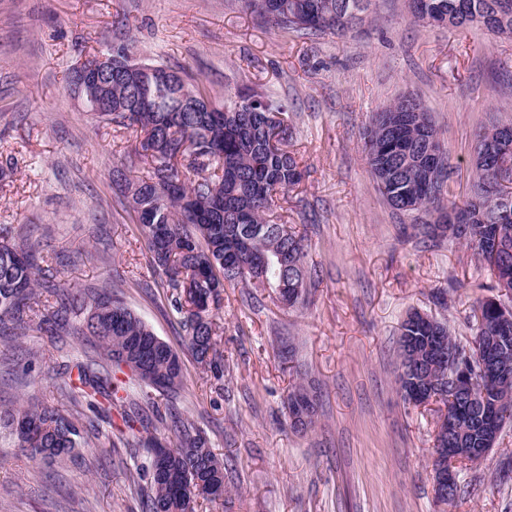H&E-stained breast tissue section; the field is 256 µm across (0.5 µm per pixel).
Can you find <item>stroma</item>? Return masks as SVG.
<instances>
[{
  "label": "stroma",
  "mask_w": 512,
  "mask_h": 512,
  "mask_svg": "<svg viewBox=\"0 0 512 512\" xmlns=\"http://www.w3.org/2000/svg\"><path fill=\"white\" fill-rule=\"evenodd\" d=\"M127 41L137 61L182 68L213 100L251 90L285 106L287 149L303 171L276 211L304 240L302 303L233 282L219 312L224 378L186 352L134 215L112 168L146 166L135 128L98 123L67 87L68 67ZM413 93L431 112L449 187L465 200L476 134L512 121V37L479 24L414 20L408 0H370L344 36L286 32L239 0H0V227L39 245L43 274L105 286L180 351L173 402L221 454L227 493L207 512H512V423L440 503L431 467L435 405L405 403L399 327L418 309L474 336L471 309L495 278L458 241L425 236L384 201L366 164L372 115ZM96 351L71 336L0 338V407L37 394L67 402L47 376ZM319 398L314 427H289L295 383ZM111 427L96 419L84 462L46 466L0 438V512H142L127 454L93 456Z\"/></svg>",
  "instance_id": "35a3bbf8"
}]
</instances>
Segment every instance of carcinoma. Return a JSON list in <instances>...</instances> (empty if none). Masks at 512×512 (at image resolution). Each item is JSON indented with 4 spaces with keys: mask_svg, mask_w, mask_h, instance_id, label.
I'll list each match as a JSON object with an SVG mask.
<instances>
[{
    "mask_svg": "<svg viewBox=\"0 0 512 512\" xmlns=\"http://www.w3.org/2000/svg\"><path fill=\"white\" fill-rule=\"evenodd\" d=\"M456 0H409L411 16L423 22L448 20ZM470 22L512 36V0H464ZM244 7L269 18L284 30L340 34L353 27L369 0H243ZM112 111L99 118L119 127L140 130L138 154L149 177L138 181L121 176L115 182L127 199L144 237L152 264L166 277L167 302L179 315L185 342L196 362L215 377L224 376V355L218 349L215 311L223 300L224 284L244 281L271 289L285 305L303 298L308 277L302 240L269 220L281 195L299 185V163L283 148L282 130L269 114L284 112L282 105L253 93L240 92L231 106L213 102L192 84L184 72L162 65L149 73L131 72L127 44H112ZM502 125L492 121L477 137L473 159L472 193L459 203L434 193L425 140L437 135L431 115L411 95L397 99L377 113L367 130L364 151L377 189L396 211L432 216L449 207L468 213L471 223L455 236L490 271L512 277L511 263L492 267L483 244L494 239L512 249V218L498 217V203L481 197V185L497 180L482 162L486 140ZM40 252L23 241L12 244L0 233V335L16 341L37 329L53 334L68 315L91 303L85 323L73 328L77 339L100 351L95 368L77 363L67 370L69 410L63 412L32 396L25 405L0 410V428L7 430L19 452L48 464H62L80 453L85 410H102L122 421L113 439L97 449L101 457L118 451L127 433L146 435L149 456L129 474L130 481L146 482V512H196L224 497V460L209 439L170 410L161 411L156 395H165L183 383L180 354L156 336L138 315L106 287L74 289L52 279L40 281ZM42 289L54 298V311L41 310ZM473 341L462 342L438 319L432 327L448 338L468 373L462 387L485 397L493 424L478 420L479 410L468 407L451 390L430 385V396L448 409L457 427L448 428L450 448H489L503 427L512 422V380L502 377V362L491 352L508 349L507 373H512V308L489 297L474 306ZM400 329L422 337L421 360L404 347L400 351L398 384L406 393L404 375L416 368L423 377L444 372L426 352L429 332L412 320ZM144 391L141 404L128 401L126 386ZM305 406L291 422L308 428L316 415L314 395L303 384L288 393ZM170 420L173 441L163 453L152 430Z\"/></svg>",
    "mask_w": 512,
    "mask_h": 512,
    "instance_id": "obj_1",
    "label": "carcinoma"
}]
</instances>
